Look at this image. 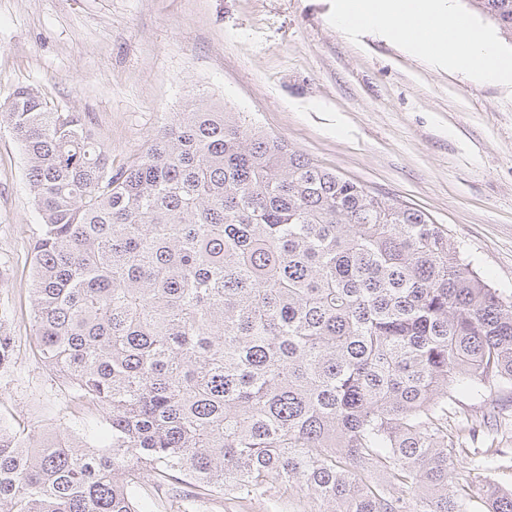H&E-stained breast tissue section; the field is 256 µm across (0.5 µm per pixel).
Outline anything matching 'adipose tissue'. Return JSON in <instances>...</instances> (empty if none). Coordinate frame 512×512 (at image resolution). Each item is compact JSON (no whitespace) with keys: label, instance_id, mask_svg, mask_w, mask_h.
Listing matches in <instances>:
<instances>
[{"label":"adipose tissue","instance_id":"ef3b65f1","mask_svg":"<svg viewBox=\"0 0 512 512\" xmlns=\"http://www.w3.org/2000/svg\"><path fill=\"white\" fill-rule=\"evenodd\" d=\"M337 28L371 29L452 70L482 82L512 84V55L471 22L451 0H338Z\"/></svg>","mask_w":512,"mask_h":512}]
</instances>
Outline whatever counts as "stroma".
I'll return each mask as SVG.
<instances>
[{
	"mask_svg": "<svg viewBox=\"0 0 512 512\" xmlns=\"http://www.w3.org/2000/svg\"><path fill=\"white\" fill-rule=\"evenodd\" d=\"M336 0H0V101L33 86L80 113L113 165L176 113L241 112L342 178L426 212L483 279L512 296V86L430 64L376 31L343 32ZM40 220L21 148L0 128V427L40 439L90 419L35 349ZM477 484L512 488V427ZM159 512H314L293 487L241 502L152 482Z\"/></svg>",
	"mask_w": 512,
	"mask_h": 512,
	"instance_id": "35a3bbf8",
	"label": "stroma"
}]
</instances>
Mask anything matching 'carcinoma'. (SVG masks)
Segmentation results:
<instances>
[{
  "instance_id": "cac0c4a2",
  "label": "carcinoma",
  "mask_w": 512,
  "mask_h": 512,
  "mask_svg": "<svg viewBox=\"0 0 512 512\" xmlns=\"http://www.w3.org/2000/svg\"><path fill=\"white\" fill-rule=\"evenodd\" d=\"M512 34V0H468ZM40 217L44 362L103 412L38 443L0 429V512H145V477L323 512H512L459 459L456 393L512 389V298L422 210L237 112H180L114 167L39 89L0 103ZM105 437L107 444L97 441Z\"/></svg>"
}]
</instances>
